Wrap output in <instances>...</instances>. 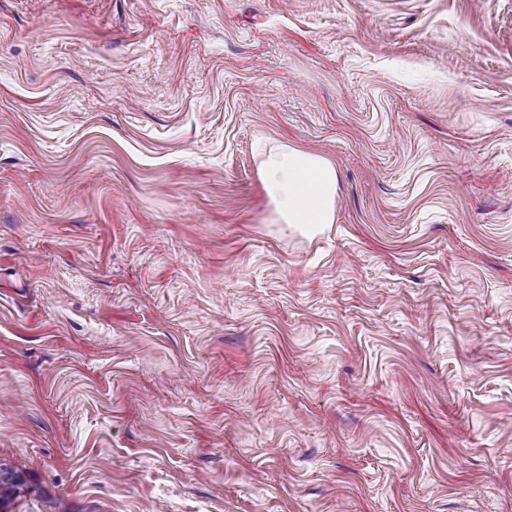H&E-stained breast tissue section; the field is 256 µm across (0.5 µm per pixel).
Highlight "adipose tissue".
<instances>
[{
    "label": "adipose tissue",
    "mask_w": 512,
    "mask_h": 512,
    "mask_svg": "<svg viewBox=\"0 0 512 512\" xmlns=\"http://www.w3.org/2000/svg\"><path fill=\"white\" fill-rule=\"evenodd\" d=\"M259 171L276 220L289 231L312 236L333 223L337 171L330 160L282 144L262 151Z\"/></svg>",
    "instance_id": "adipose-tissue-1"
}]
</instances>
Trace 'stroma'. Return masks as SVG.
I'll return each instance as SVG.
<instances>
[{
    "instance_id": "obj_1",
    "label": "stroma",
    "mask_w": 512,
    "mask_h": 512,
    "mask_svg": "<svg viewBox=\"0 0 512 512\" xmlns=\"http://www.w3.org/2000/svg\"><path fill=\"white\" fill-rule=\"evenodd\" d=\"M329 159L285 231L258 142ZM8 512H512V0H0Z\"/></svg>"
}]
</instances>
